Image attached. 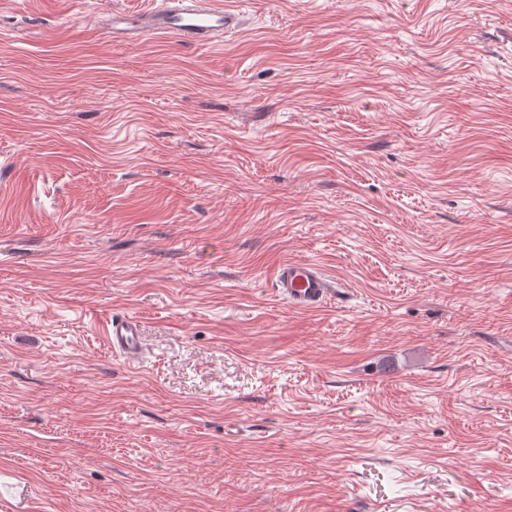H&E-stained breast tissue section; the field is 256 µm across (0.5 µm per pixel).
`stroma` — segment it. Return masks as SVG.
Segmentation results:
<instances>
[{"instance_id": "stroma-1", "label": "stroma", "mask_w": 512, "mask_h": 512, "mask_svg": "<svg viewBox=\"0 0 512 512\" xmlns=\"http://www.w3.org/2000/svg\"><path fill=\"white\" fill-rule=\"evenodd\" d=\"M155 2L0 0V512H512V0ZM158 7L129 11L113 9L108 25L112 39L127 45L139 44L154 34L174 37L185 43H212L238 28L239 13L223 0H161ZM275 291L294 309L312 311L321 308L341 289L318 265L289 261L279 264L272 275ZM103 335L113 353L128 359L142 353L141 321L125 314H112L103 323Z\"/></svg>"}]
</instances>
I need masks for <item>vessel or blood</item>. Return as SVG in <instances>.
I'll list each match as a JSON object with an SVG mask.
<instances>
[{
  "label": "vessel or blood",
  "instance_id": "obj_1",
  "mask_svg": "<svg viewBox=\"0 0 512 512\" xmlns=\"http://www.w3.org/2000/svg\"><path fill=\"white\" fill-rule=\"evenodd\" d=\"M238 24L239 14L228 0H162L147 10H113L108 29L113 40L127 45L139 44L149 34L203 44L235 31ZM272 281L278 295L302 311L321 308L338 291L333 279L311 262L279 264ZM103 335L113 353L129 359L140 356V320L111 315L103 323Z\"/></svg>",
  "mask_w": 512,
  "mask_h": 512
}]
</instances>
